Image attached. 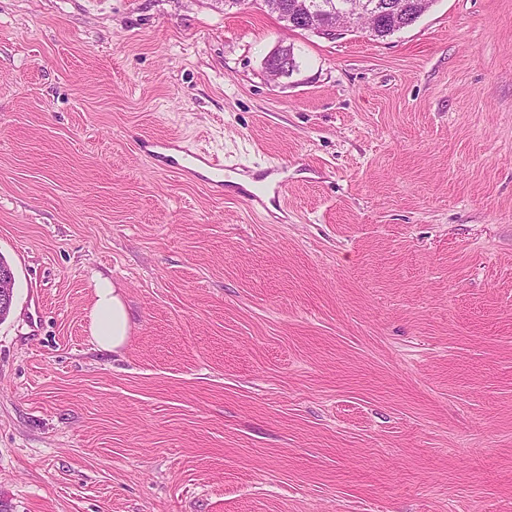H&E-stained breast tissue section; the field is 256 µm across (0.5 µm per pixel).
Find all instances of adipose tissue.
I'll list each match as a JSON object with an SVG mask.
<instances>
[{"label": "adipose tissue", "mask_w": 512, "mask_h": 512, "mask_svg": "<svg viewBox=\"0 0 512 512\" xmlns=\"http://www.w3.org/2000/svg\"><path fill=\"white\" fill-rule=\"evenodd\" d=\"M94 302L89 314V331L100 350L120 351L130 332V317L120 288L109 279L94 282Z\"/></svg>", "instance_id": "adipose-tissue-1"}]
</instances>
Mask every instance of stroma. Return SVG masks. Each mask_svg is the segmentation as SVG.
<instances>
[{
  "mask_svg": "<svg viewBox=\"0 0 512 512\" xmlns=\"http://www.w3.org/2000/svg\"><path fill=\"white\" fill-rule=\"evenodd\" d=\"M172 136L284 175L279 214ZM0 257V512H512V0L383 39L0 0ZM155 144L156 146L173 150L177 154V156L166 155L169 153L162 154L164 159L163 163L166 169L175 170L185 176H192L194 174V164L197 161L201 162L209 168V172L211 174V177H207L208 180H205L206 183L216 188H223L224 186V176L226 175L224 171L234 172L237 170L224 168L223 165L214 162L205 153L193 150L189 146H183V141L177 138H168L162 141H156ZM203 164L197 170L204 175H207L208 168ZM0 318L9 315L14 303L15 274L8 263L0 257ZM6 263V264H2ZM93 289L90 335L100 350L116 353L125 346L130 332V317L121 288L108 278L98 277Z\"/></svg>",
  "mask_w": 512,
  "mask_h": 512,
  "instance_id": "obj_1",
  "label": "stroma"
}]
</instances>
